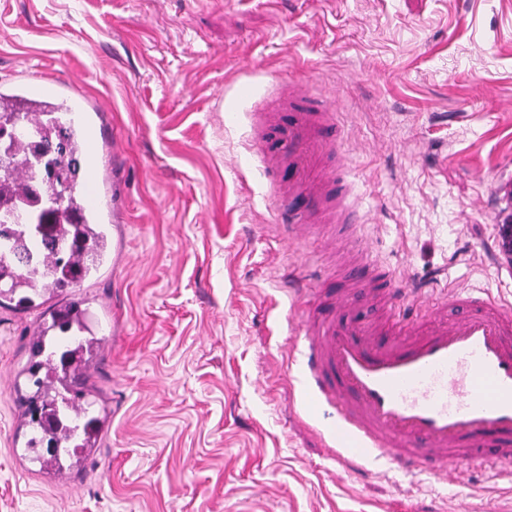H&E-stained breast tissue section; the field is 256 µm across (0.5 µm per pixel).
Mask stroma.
Instances as JSON below:
<instances>
[{
	"instance_id": "35a3bbf8",
	"label": "stroma",
	"mask_w": 512,
	"mask_h": 512,
	"mask_svg": "<svg viewBox=\"0 0 512 512\" xmlns=\"http://www.w3.org/2000/svg\"><path fill=\"white\" fill-rule=\"evenodd\" d=\"M33 70L98 134L95 217L122 243L80 287L0 306V512H512V471L458 479L333 450L289 371L287 277L361 259L512 311V0H0V92ZM305 72L341 115L333 165L360 216L287 242L252 140ZM78 303L107 418L66 476L21 454L40 320Z\"/></svg>"
}]
</instances>
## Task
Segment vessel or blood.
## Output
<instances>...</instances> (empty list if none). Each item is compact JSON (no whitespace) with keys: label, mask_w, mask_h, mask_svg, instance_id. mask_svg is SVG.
Here are the masks:
<instances>
[{"label":"vessel or blood","mask_w":512,"mask_h":512,"mask_svg":"<svg viewBox=\"0 0 512 512\" xmlns=\"http://www.w3.org/2000/svg\"><path fill=\"white\" fill-rule=\"evenodd\" d=\"M306 96L305 82L289 79V116L262 152L268 168L288 172V205L275 217L292 240L327 203L333 176L320 153L339 130L334 101L306 107ZM357 275L386 299L384 318L361 316L355 297L334 288L295 347L301 383L336 413L331 441L437 480L461 458L512 467V314L484 290L432 303L378 265Z\"/></svg>","instance_id":"b4317fda"}]
</instances>
